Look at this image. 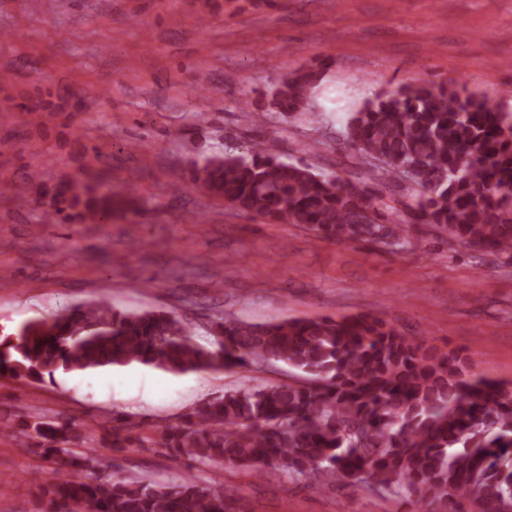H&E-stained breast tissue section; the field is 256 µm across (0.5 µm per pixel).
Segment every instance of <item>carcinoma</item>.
<instances>
[{"instance_id":"1","label":"carcinoma","mask_w":512,"mask_h":512,"mask_svg":"<svg viewBox=\"0 0 512 512\" xmlns=\"http://www.w3.org/2000/svg\"><path fill=\"white\" fill-rule=\"evenodd\" d=\"M319 72L305 70L276 89L285 114L308 113ZM341 137L370 181L285 162L252 142L241 154L192 165L209 196L267 224H303L342 242L391 238L419 214L437 234L486 256L512 260V112L456 86L410 83L380 91L350 113ZM408 178L410 199L372 186ZM63 215L104 223L130 201L103 183L67 180ZM368 208L370 224L357 222ZM207 348L188 322L164 310L121 312L107 301L82 304L23 324L0 339V377L41 382L56 372L141 364L172 373L282 362L305 380L224 392L186 425L150 442L197 464L218 463L272 476L374 485L425 512H512V382L471 374L461 355L441 352L369 315L274 319L230 316ZM123 418L112 446L133 442ZM28 434L30 452L55 467L41 483L49 512H228L233 492L190 479L169 485L74 472L98 461L71 445L72 423L37 417L0 422V434Z\"/></svg>"}]
</instances>
